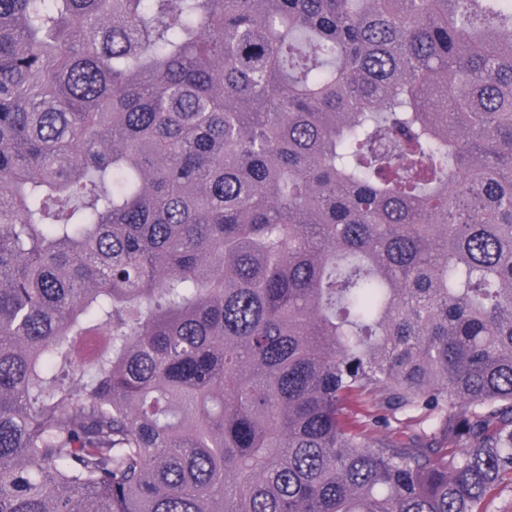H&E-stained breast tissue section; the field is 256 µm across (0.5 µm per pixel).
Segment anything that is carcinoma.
I'll use <instances>...</instances> for the list:
<instances>
[{
	"label": "carcinoma",
	"mask_w": 512,
	"mask_h": 512,
	"mask_svg": "<svg viewBox=\"0 0 512 512\" xmlns=\"http://www.w3.org/2000/svg\"><path fill=\"white\" fill-rule=\"evenodd\" d=\"M507 480L512 0H0V512Z\"/></svg>",
	"instance_id": "1"
}]
</instances>
